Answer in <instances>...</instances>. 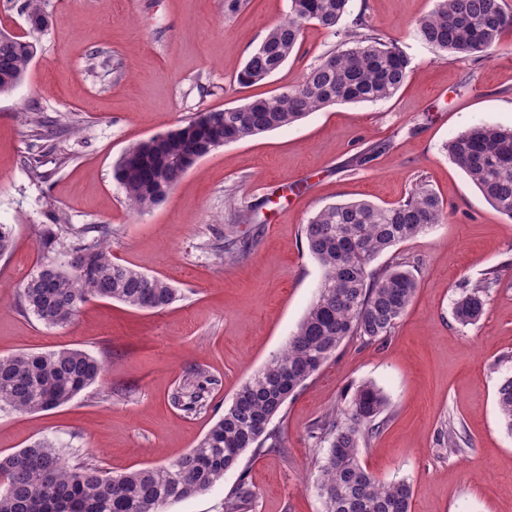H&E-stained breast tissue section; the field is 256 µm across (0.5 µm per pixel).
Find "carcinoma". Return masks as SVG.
Here are the masks:
<instances>
[{"label":"carcinoma","mask_w":512,"mask_h":512,"mask_svg":"<svg viewBox=\"0 0 512 512\" xmlns=\"http://www.w3.org/2000/svg\"><path fill=\"white\" fill-rule=\"evenodd\" d=\"M349 0H291L286 18L273 26L237 75L243 86L278 71L314 21L335 32ZM30 28L46 18L40 0H26ZM426 44L457 59H488L512 29L503 0H435L414 23ZM37 54L23 36L0 31V94L19 86ZM409 60L372 30L345 31L344 47L322 56L295 86L256 97L235 108L208 110L175 129L130 146L114 167L128 205L144 212L177 186L199 157L227 143L245 140L295 123L337 103L392 98L410 77ZM444 150L479 188L497 212L512 219V128L482 125L461 132ZM447 219L442 201L420 183L408 197L389 206L365 200L321 209L303 226L310 255L325 269L324 281L282 351L235 393L224 415L198 444L180 458L156 467L121 473L86 464L61 462L64 449L38 440L0 455V512H161V507L210 489L224 479L249 448L276 440L271 428L289 397L318 373L351 336L366 342L390 335L415 298L418 281L408 269L389 267L375 274L370 263L389 248ZM62 225L42 232L46 246L64 250L65 262L41 264L20 290V303L47 327L72 322L85 303V286L101 300L143 311L161 310L178 298L168 281L112 260L110 228L93 226L96 236L60 240ZM249 248L229 230L217 256L238 261ZM490 278L463 292L456 319L474 324L484 313ZM103 368L88 351L62 348L0 358V404L20 412L50 410L70 402L97 383ZM217 380L199 372L191 387L175 390L172 403L188 415L205 408ZM500 419L512 431V377L497 389ZM383 392L372 383L355 389L348 408L332 411L316 427L329 443L320 465L318 489L324 512H411L412 489L402 480L383 482L360 463V449L382 423ZM254 493L240 476L224 501V512H248Z\"/></svg>","instance_id":"cac0c4a2"}]
</instances>
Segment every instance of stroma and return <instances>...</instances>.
I'll list each match as a JSON object with an SVG mask.
<instances>
[{"label":"stroma","instance_id":"35a3bbf8","mask_svg":"<svg viewBox=\"0 0 512 512\" xmlns=\"http://www.w3.org/2000/svg\"><path fill=\"white\" fill-rule=\"evenodd\" d=\"M22 4L0 11V29L37 43L24 81L0 94V224L14 239L0 256V357L76 347L104 372L59 408L0 407V454L48 438L70 462L120 473L187 453L315 300L325 271L306 249L303 225L329 204L400 202L422 182L443 201L447 222L370 265L402 264L418 280L391 334L345 340L274 419L279 447L245 451L223 480L163 512H224L242 478L255 493L250 512H323L316 483L328 445L311 432L366 381L388 407L360 462L380 480L410 482L412 512H512V433L496 405L500 380L512 376V220L443 149L481 124L512 127V32L475 63L418 36L414 23L433 0H350L342 28L367 21L411 62L393 98L335 104L226 144L136 213L114 177L129 146L196 113L284 91L340 35L307 23L288 61L244 87L238 71L290 0H239L234 10L229 0H41L47 25L35 32ZM48 224L74 235L110 227L114 260L167 280L179 299L160 311L92 300L65 327L44 326L22 309L19 292L40 262L63 259L39 245ZM230 228L251 247L227 264L215 246ZM492 270L498 280L481 320L461 325L456 299ZM199 372L217 383L188 416L171 396Z\"/></svg>","mask_w":512,"mask_h":512}]
</instances>
